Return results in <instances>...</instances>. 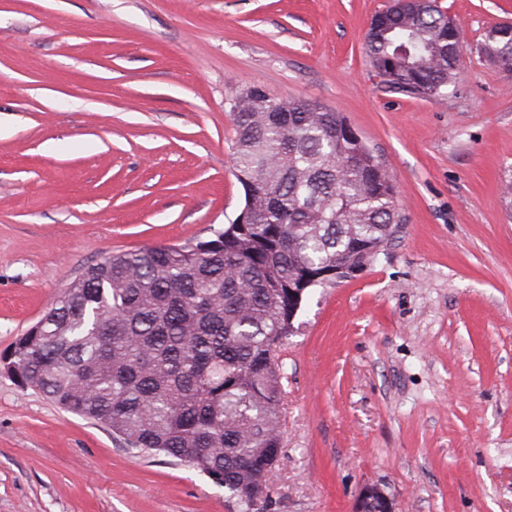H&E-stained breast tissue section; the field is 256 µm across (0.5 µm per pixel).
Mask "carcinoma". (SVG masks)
<instances>
[{"mask_svg": "<svg viewBox=\"0 0 512 512\" xmlns=\"http://www.w3.org/2000/svg\"><path fill=\"white\" fill-rule=\"evenodd\" d=\"M436 0L384 14L366 36L380 83L444 100L458 51ZM485 58L512 65V29ZM245 192L214 237L111 254L70 282L0 353V373L93 419L127 448L188 464L237 512H266L282 453L279 351L307 292L362 268L404 217L383 162L346 119L257 85L231 102Z\"/></svg>", "mask_w": 512, "mask_h": 512, "instance_id": "carcinoma-1", "label": "carcinoma"}]
</instances>
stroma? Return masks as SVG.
<instances>
[{
  "label": "stroma",
  "mask_w": 512,
  "mask_h": 512,
  "mask_svg": "<svg viewBox=\"0 0 512 512\" xmlns=\"http://www.w3.org/2000/svg\"><path fill=\"white\" fill-rule=\"evenodd\" d=\"M390 0H0V351L105 256L212 237L241 211L230 102L262 86L342 113L405 217L356 276L310 289L281 351L269 512H512V72L479 53L512 0H439L448 98L384 89ZM0 512H237L0 373Z\"/></svg>",
  "instance_id": "obj_1"
}]
</instances>
